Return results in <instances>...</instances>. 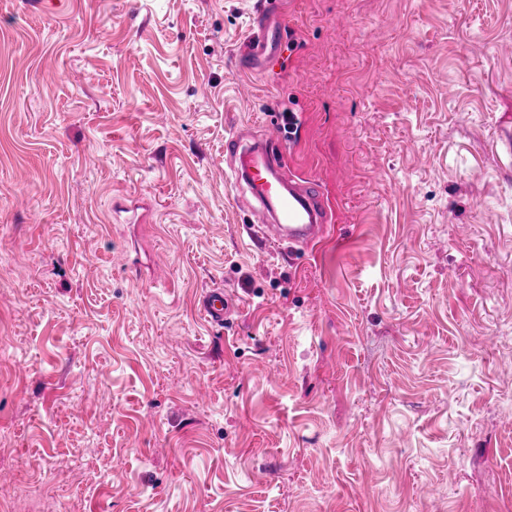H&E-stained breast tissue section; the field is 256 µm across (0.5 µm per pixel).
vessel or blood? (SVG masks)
Wrapping results in <instances>:
<instances>
[{
  "instance_id": "vessel-or-blood-1",
  "label": "vessel or blood",
  "mask_w": 512,
  "mask_h": 512,
  "mask_svg": "<svg viewBox=\"0 0 512 512\" xmlns=\"http://www.w3.org/2000/svg\"><path fill=\"white\" fill-rule=\"evenodd\" d=\"M275 4L265 0L254 17L253 32L242 56L249 63L279 39L280 30L268 17ZM224 154L233 163L236 183L246 185L258 204L259 217L249 228L253 242L263 245L308 246L321 242L327 222L325 202L313 184L288 174V140L281 124H274L262 142L247 145L244 135L233 134L224 140ZM230 307L223 289L206 292L199 310L212 324L219 325Z\"/></svg>"
}]
</instances>
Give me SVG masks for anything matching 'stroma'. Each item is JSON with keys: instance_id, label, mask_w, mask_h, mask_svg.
Segmentation results:
<instances>
[{"instance_id": "stroma-1", "label": "stroma", "mask_w": 512, "mask_h": 512, "mask_svg": "<svg viewBox=\"0 0 512 512\" xmlns=\"http://www.w3.org/2000/svg\"><path fill=\"white\" fill-rule=\"evenodd\" d=\"M257 2L0 0V512H512V0ZM279 2L276 0L263 2V8L254 17L253 32L247 45L243 49L242 58L248 60L247 69H255L257 59L266 51L269 44L279 40L280 27L271 26L267 16L273 14L274 7ZM270 124L272 131L252 146L242 134L224 140L235 183H244L258 204L260 216L248 227L250 237L279 249L316 245L328 222L325 202L311 182L288 175V140L278 120ZM230 307V298L223 288L206 292L199 300V310L212 324L220 325Z\"/></svg>"}]
</instances>
